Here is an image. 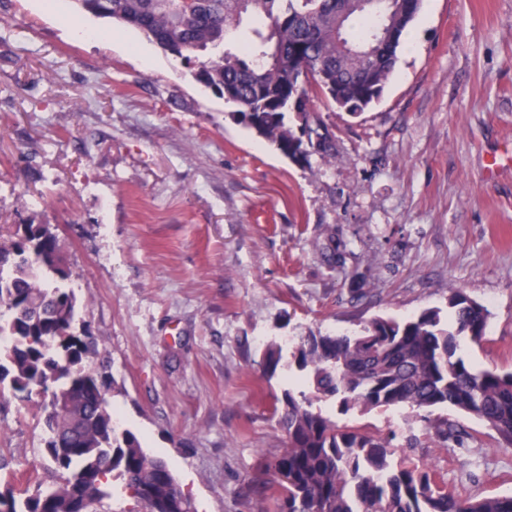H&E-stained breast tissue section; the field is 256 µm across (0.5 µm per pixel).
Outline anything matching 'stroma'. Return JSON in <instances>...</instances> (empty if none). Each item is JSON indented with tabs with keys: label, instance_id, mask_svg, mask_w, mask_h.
I'll return each mask as SVG.
<instances>
[{
	"label": "stroma",
	"instance_id": "1",
	"mask_svg": "<svg viewBox=\"0 0 512 512\" xmlns=\"http://www.w3.org/2000/svg\"><path fill=\"white\" fill-rule=\"evenodd\" d=\"M408 32L360 115L312 99L336 155L297 163L141 32L71 0H0V225H54L109 405L197 512H278L270 345L461 291L490 313L466 358L512 371V0H422ZM316 407L393 436L449 491H512V447L471 415L434 410L466 432L439 448L409 409ZM42 455L32 411L0 398V481H48Z\"/></svg>",
	"mask_w": 512,
	"mask_h": 512
}]
</instances>
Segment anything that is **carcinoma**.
Listing matches in <instances>:
<instances>
[{
    "instance_id": "1",
    "label": "carcinoma",
    "mask_w": 512,
    "mask_h": 512,
    "mask_svg": "<svg viewBox=\"0 0 512 512\" xmlns=\"http://www.w3.org/2000/svg\"><path fill=\"white\" fill-rule=\"evenodd\" d=\"M75 8L139 30L186 61L202 51L196 77L220 93L256 133L286 156L336 146L311 109L324 95L358 114L377 101L399 61L401 40L422 0H71ZM245 15L265 20L238 50L226 40ZM293 112L309 144L288 126ZM49 224H18L0 235V397L43 416L44 451L54 479L31 491L0 483V512H89L111 496L112 478L145 512H195L167 463L149 455L107 407V380L87 366L100 355L87 328ZM451 318L429 309L415 318L377 317L356 334L310 332L292 341L304 388L286 390L275 409L288 442L268 467L279 512H512V495L474 498L440 486L434 468L394 461L393 437L339 426L313 401L343 411L452 407L485 422L497 447H512V372L478 368L461 340L479 344L488 310L466 294L448 300ZM462 444L448 420H430Z\"/></svg>"
}]
</instances>
